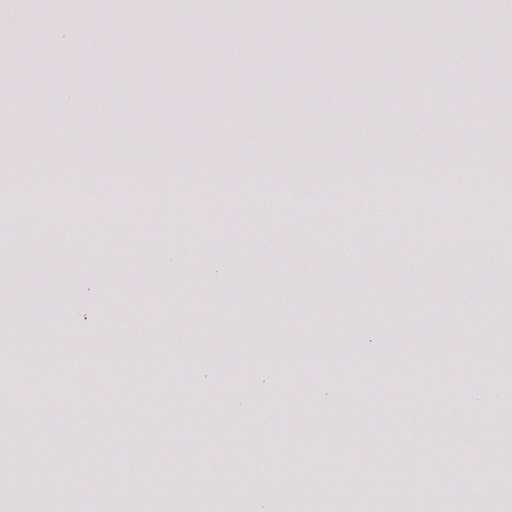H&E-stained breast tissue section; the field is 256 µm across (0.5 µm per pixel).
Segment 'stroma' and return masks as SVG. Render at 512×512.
<instances>
[{
  "label": "stroma",
  "instance_id": "1",
  "mask_svg": "<svg viewBox=\"0 0 512 512\" xmlns=\"http://www.w3.org/2000/svg\"><path fill=\"white\" fill-rule=\"evenodd\" d=\"M481 15L483 34L468 24ZM452 18L460 39L444 56ZM66 32V62L43 43ZM38 67H30V60ZM52 73L42 103L24 93ZM85 95L61 105L57 88ZM0 512H512V13L481 0H0ZM481 150L489 203L459 236L393 209L368 232L338 185L430 190ZM178 238L128 191L235 197ZM109 200L99 238L73 198ZM265 239L253 253L249 239ZM26 343L30 360L10 352ZM151 396H143V381ZM48 408L31 422L33 398ZM447 414H440L441 405ZM443 456L455 504L434 498Z\"/></svg>",
  "mask_w": 512,
  "mask_h": 512
}]
</instances>
